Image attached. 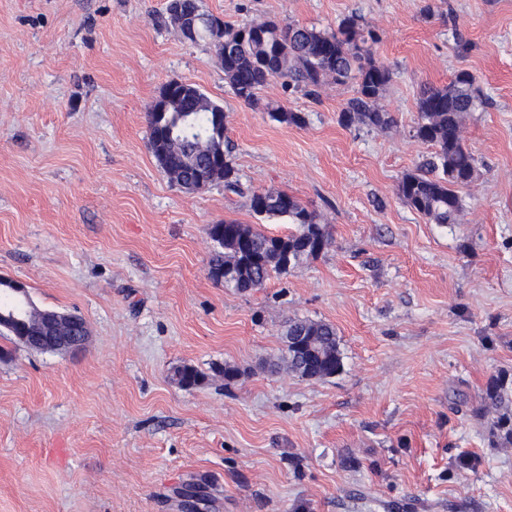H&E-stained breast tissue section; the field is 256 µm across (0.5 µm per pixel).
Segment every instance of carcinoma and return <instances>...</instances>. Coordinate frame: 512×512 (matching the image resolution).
<instances>
[{"label":"carcinoma","mask_w":512,"mask_h":512,"mask_svg":"<svg viewBox=\"0 0 512 512\" xmlns=\"http://www.w3.org/2000/svg\"><path fill=\"white\" fill-rule=\"evenodd\" d=\"M361 17H345L336 30L317 29L276 20L224 25V79L235 96L247 104L258 103L259 91L273 78H286L288 85L306 96L328 80L338 84L356 81L357 89L340 113L344 124L357 122L375 129L393 123L390 113L377 105L392 80L391 70L375 61ZM476 76L457 72L445 87L425 86L417 99L418 119L413 137L432 147L425 160L402 175L398 195L431 224L457 223L465 206L463 190L475 181L477 159L465 144L463 125L471 112L486 107ZM191 98L184 112L147 113L149 142L157 165L181 189H201L224 183V189L242 193L225 136L223 107L197 87L189 86ZM283 124L300 126L304 117L283 107L269 109ZM252 211L267 219H285L288 234L270 235L250 224L224 221L209 228L216 243L211 257L214 278L230 274L224 287L247 291L262 285L272 274L284 271L303 258L318 255L329 244L327 225L318 213L283 190L255 192ZM285 335L288 368L306 379H325L340 371L342 354L333 324L308 318L288 321ZM182 387L195 386L204 376L190 366L174 371ZM485 404L500 411L493 431L512 441V382L491 380L484 392Z\"/></svg>","instance_id":"obj_1"}]
</instances>
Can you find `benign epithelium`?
Here are the masks:
<instances>
[{
	"mask_svg": "<svg viewBox=\"0 0 512 512\" xmlns=\"http://www.w3.org/2000/svg\"><path fill=\"white\" fill-rule=\"evenodd\" d=\"M9 294L20 302L19 310L0 309V328L11 331L26 347L57 353L80 350L87 334L71 313L37 310L29 298L26 285L18 280L0 278V295Z\"/></svg>",
	"mask_w": 512,
	"mask_h": 512,
	"instance_id": "7a95c632",
	"label": "benign epithelium"
}]
</instances>
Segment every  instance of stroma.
<instances>
[{
  "instance_id": "obj_1",
  "label": "stroma",
  "mask_w": 512,
  "mask_h": 512,
  "mask_svg": "<svg viewBox=\"0 0 512 512\" xmlns=\"http://www.w3.org/2000/svg\"><path fill=\"white\" fill-rule=\"evenodd\" d=\"M167 2L0 0V278L88 331L69 354L0 336V512H512V442L481 403L512 379V0H200L232 26L360 15L394 72L384 130L340 122L351 83L239 100ZM461 69L488 105L444 227L397 184L430 151L409 136L421 86ZM173 81L223 106L245 188L317 211L323 252L245 292L215 280L210 225L288 224L157 166L146 114ZM294 317L335 325L340 372L286 370ZM182 365L204 382L178 385Z\"/></svg>"
}]
</instances>
